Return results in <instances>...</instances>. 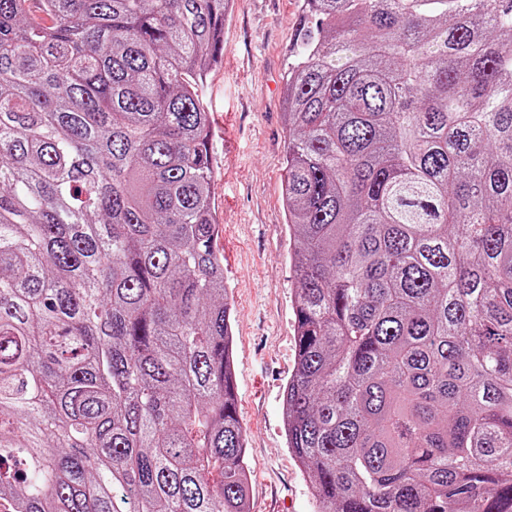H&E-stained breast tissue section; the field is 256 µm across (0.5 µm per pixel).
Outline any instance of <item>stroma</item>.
<instances>
[{
  "instance_id": "obj_1",
  "label": "stroma",
  "mask_w": 512,
  "mask_h": 512,
  "mask_svg": "<svg viewBox=\"0 0 512 512\" xmlns=\"http://www.w3.org/2000/svg\"><path fill=\"white\" fill-rule=\"evenodd\" d=\"M300 14L299 0H234L223 62L203 88L250 512H317L312 481L287 448L283 415L296 359L297 286L281 194L283 76Z\"/></svg>"
}]
</instances>
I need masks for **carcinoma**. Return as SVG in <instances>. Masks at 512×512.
<instances>
[{
  "label": "carcinoma",
  "mask_w": 512,
  "mask_h": 512,
  "mask_svg": "<svg viewBox=\"0 0 512 512\" xmlns=\"http://www.w3.org/2000/svg\"><path fill=\"white\" fill-rule=\"evenodd\" d=\"M230 0H0V506L249 512L201 94ZM288 449L317 512H512V0H303Z\"/></svg>",
  "instance_id": "cac0c4a2"
}]
</instances>
